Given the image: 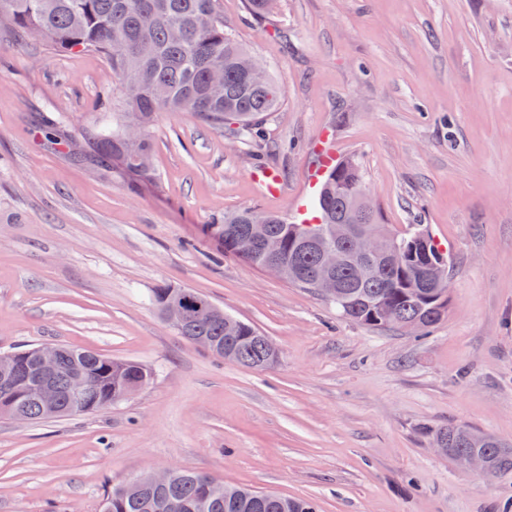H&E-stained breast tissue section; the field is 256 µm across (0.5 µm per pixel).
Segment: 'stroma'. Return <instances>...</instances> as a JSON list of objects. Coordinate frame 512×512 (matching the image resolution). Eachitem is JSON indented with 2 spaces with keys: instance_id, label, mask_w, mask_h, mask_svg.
I'll list each match as a JSON object with an SVG mask.
<instances>
[{
  "instance_id": "stroma-1",
  "label": "stroma",
  "mask_w": 512,
  "mask_h": 512,
  "mask_svg": "<svg viewBox=\"0 0 512 512\" xmlns=\"http://www.w3.org/2000/svg\"><path fill=\"white\" fill-rule=\"evenodd\" d=\"M225 26L281 103L258 157L237 125L163 113L152 175L86 149L111 66L38 36L0 51V353L88 348L148 385L76 418L0 419V512H101L105 492L171 466L315 499L320 512H512V475L462 471L426 428L512 444V0H277ZM354 158L393 232L446 253L448 317L429 333L344 319L317 292L225 254L246 208L294 218L321 144ZM282 191L260 196L259 166ZM161 284L208 296L269 338L265 369L230 365L167 324Z\"/></svg>"
}]
</instances>
